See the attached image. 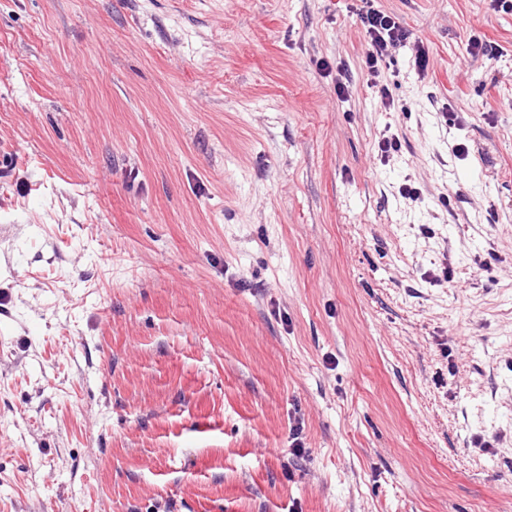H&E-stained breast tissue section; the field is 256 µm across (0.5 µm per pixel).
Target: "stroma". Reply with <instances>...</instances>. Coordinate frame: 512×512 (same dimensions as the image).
I'll use <instances>...</instances> for the list:
<instances>
[{"instance_id":"obj_1","label":"stroma","mask_w":512,"mask_h":512,"mask_svg":"<svg viewBox=\"0 0 512 512\" xmlns=\"http://www.w3.org/2000/svg\"><path fill=\"white\" fill-rule=\"evenodd\" d=\"M0 512H512V11L0 0ZM360 21L367 37L364 67L371 85L378 87L376 79L381 70L387 67L393 51L409 42V32L392 14L383 10L370 8L360 14Z\"/></svg>"}]
</instances>
